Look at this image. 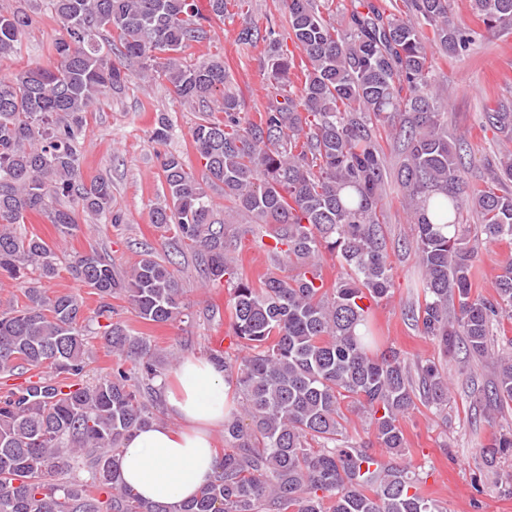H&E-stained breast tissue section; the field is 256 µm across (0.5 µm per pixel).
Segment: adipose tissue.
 <instances>
[{
	"instance_id": "1",
	"label": "adipose tissue",
	"mask_w": 512,
	"mask_h": 512,
	"mask_svg": "<svg viewBox=\"0 0 512 512\" xmlns=\"http://www.w3.org/2000/svg\"><path fill=\"white\" fill-rule=\"evenodd\" d=\"M166 400L180 428L158 422L134 431L116 463L133 493L178 512L219 470L213 430L223 426L226 414L224 373L209 360L185 358Z\"/></svg>"
}]
</instances>
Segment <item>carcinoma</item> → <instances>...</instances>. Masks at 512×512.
Wrapping results in <instances>:
<instances>
[{
    "instance_id": "cac0c4a2",
    "label": "carcinoma",
    "mask_w": 512,
    "mask_h": 512,
    "mask_svg": "<svg viewBox=\"0 0 512 512\" xmlns=\"http://www.w3.org/2000/svg\"><path fill=\"white\" fill-rule=\"evenodd\" d=\"M32 2L0 9V56L20 49L35 23ZM403 2L389 11L354 0L338 21L319 0H281L297 52L268 31L266 103L250 114L226 89L223 61L188 66L178 57L208 38L204 23L224 20L228 0L204 8L200 0H49L65 29L53 64L0 78V278L24 297L0 311V512H170L138 498L117 469L125 437L153 423L158 407L144 397L162 389L165 373L146 337L112 321L110 299L126 300L145 322L180 321L186 306L174 273L148 251L120 274L95 249L78 255L69 272L98 296L87 316L81 297L40 286L58 274V247L14 229L36 214L73 234L76 210L58 205L69 196L88 217L123 223L109 181L81 183L75 139L99 96L123 92L130 62L144 78L163 75L202 112L192 143L203 175L164 156L163 201L151 218L201 257L206 284L222 280L228 290L229 346L209 358L239 406L224 422L220 471L180 512H442L423 495L420 474L374 461L347 431V413L358 410L371 444L402 455L416 402L448 405L440 366L378 348L373 307L394 283L377 215L387 179L377 131L390 128L403 156L396 182L422 296L408 315L445 356H490L494 323L512 319V260L499 266L494 296L476 292L478 249L460 222L467 205L484 242H512V190L463 196L461 147L437 106L433 52L460 57L478 32L454 20L450 0ZM471 4L486 29L512 31V0ZM484 119L512 143V100L487 105ZM172 130L162 116L150 139L162 145ZM491 179L512 183V151L499 154ZM215 191L242 223L276 226L274 245L259 244L276 271L253 280L234 265ZM327 254L347 269L331 288ZM94 336L115 357L96 379L88 374ZM494 359V379L478 392L501 416L512 410V355ZM480 451L490 464L512 455V427L492 432Z\"/></svg>"
}]
</instances>
